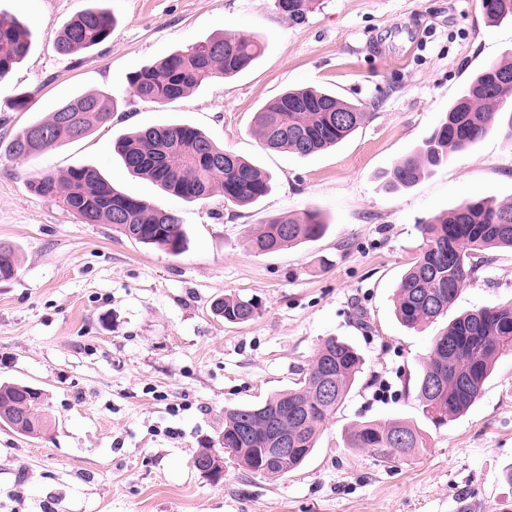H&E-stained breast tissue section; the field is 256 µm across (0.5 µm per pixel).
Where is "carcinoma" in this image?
<instances>
[{"label": "carcinoma", "instance_id": "1", "mask_svg": "<svg viewBox=\"0 0 512 512\" xmlns=\"http://www.w3.org/2000/svg\"><path fill=\"white\" fill-rule=\"evenodd\" d=\"M315 0H275L277 11L301 24ZM487 19L512 18V0H482ZM112 15L87 8L67 22L56 40L62 55H74L103 43L112 34ZM33 47L31 27L0 13V78L20 63ZM265 44L247 31L223 33L175 51L142 67L128 78L126 97L165 104L216 77H233L250 67ZM118 99L105 91L78 94L57 107L46 120L24 127L9 143L16 157H35L62 141L85 137L93 127L111 120ZM363 105L347 102L317 89H290L264 105L255 118V134L268 149L310 156L344 140L366 119ZM502 124L512 129V85L497 87L482 69L448 106L439 124L414 150L394 162L388 186L411 187L451 152L464 151ZM45 135L30 139L28 131ZM115 153L132 174L157 183L165 192L187 202L222 196L248 206L267 195L270 178L254 164L217 145L196 127L167 124L141 128L119 136ZM35 194L73 208L87 224H110L112 231L139 244L180 254L187 233L179 219L112 186L92 166H75L61 174L38 173L29 181ZM327 224L317 211L301 217L284 215L262 225L250 240L252 250L271 253L285 246L315 241ZM423 243L397 285L395 312L408 328L445 315L459 291L478 271L474 258L486 249L512 248V203L492 199L464 200L421 227ZM18 250L0 242V281L16 277ZM215 309L224 320L253 319L257 305L229 296ZM512 352V303L482 307L453 319L436 336L417 380V398L436 426L464 414L482 395L498 358ZM363 365L361 355L346 341L326 340L315 353L305 376L295 387L266 400L224 410L226 454L250 473L265 463L264 449L276 434L288 435L293 452L282 462L286 471L301 466L313 452L323 425L336 413ZM332 393H322L323 384ZM42 389L21 383L0 384V424L38 438L50 419ZM347 447L385 451L395 458L426 447L411 425L361 422L347 435Z\"/></svg>", "mask_w": 512, "mask_h": 512}]
</instances>
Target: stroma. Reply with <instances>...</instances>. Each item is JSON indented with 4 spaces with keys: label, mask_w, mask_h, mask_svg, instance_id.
<instances>
[{
    "label": "stroma",
    "mask_w": 512,
    "mask_h": 512,
    "mask_svg": "<svg viewBox=\"0 0 512 512\" xmlns=\"http://www.w3.org/2000/svg\"><path fill=\"white\" fill-rule=\"evenodd\" d=\"M97 6L109 39L72 56L60 29ZM31 24L28 56L0 79V241L20 254L0 284V380L40 387L51 417L38 438L0 427V512H503L512 502V354L478 401L435 427L415 382L431 342L463 312L512 301V249L481 267L447 315L418 329L394 311L420 227L464 199L512 201V132L493 129L409 188H387L393 163L422 142L475 72L512 55V21L488 23L481 0H320L304 23L275 0H0ZM245 30L267 49L253 67L159 105L137 101L83 139L31 159L6 147L74 94L123 95L130 73L208 37ZM327 88L369 117L335 147L301 157L264 149L260 108L289 88ZM189 124L271 176L259 202H185L132 176L112 144L149 126ZM89 164L123 192L175 214L178 255L86 224L33 194L37 172ZM318 210L317 241L271 254L249 247L261 224ZM255 300L253 320L225 322L216 300ZM330 337L364 366L316 449L278 478L232 460L214 482L193 466L223 451L224 411L294 387ZM403 421L426 446L387 459L346 447L364 421Z\"/></svg>",
    "instance_id": "1"
}]
</instances>
